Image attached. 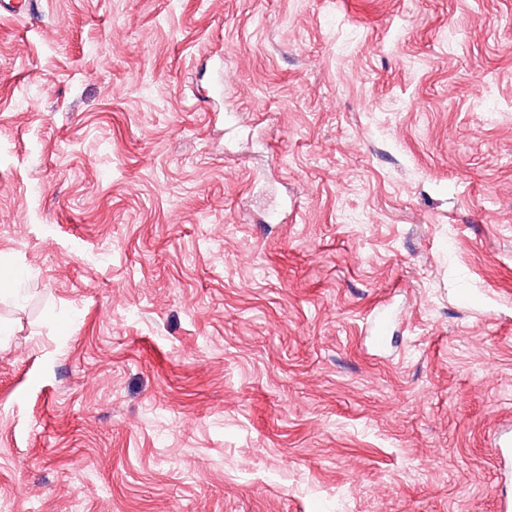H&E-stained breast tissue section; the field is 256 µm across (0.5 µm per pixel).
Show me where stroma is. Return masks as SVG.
I'll return each mask as SVG.
<instances>
[{"label":"stroma","mask_w":512,"mask_h":512,"mask_svg":"<svg viewBox=\"0 0 512 512\" xmlns=\"http://www.w3.org/2000/svg\"><path fill=\"white\" fill-rule=\"evenodd\" d=\"M37 2L0 512H499L512 0Z\"/></svg>","instance_id":"35a3bbf8"}]
</instances>
